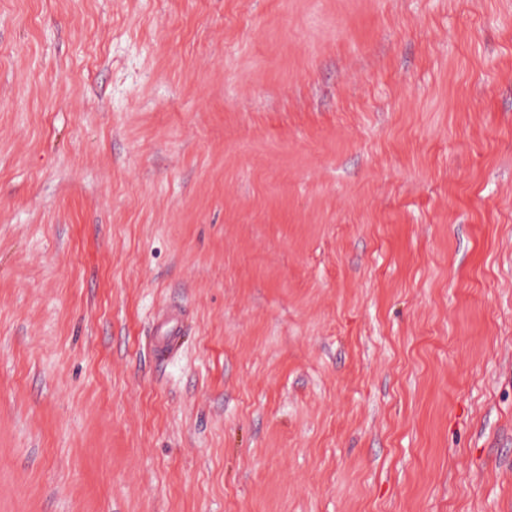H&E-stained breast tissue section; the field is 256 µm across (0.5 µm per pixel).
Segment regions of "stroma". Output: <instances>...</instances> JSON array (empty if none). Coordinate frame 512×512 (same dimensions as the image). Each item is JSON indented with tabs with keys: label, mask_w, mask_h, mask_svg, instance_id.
Wrapping results in <instances>:
<instances>
[{
	"label": "stroma",
	"mask_w": 512,
	"mask_h": 512,
	"mask_svg": "<svg viewBox=\"0 0 512 512\" xmlns=\"http://www.w3.org/2000/svg\"><path fill=\"white\" fill-rule=\"evenodd\" d=\"M0 512H512V0H0Z\"/></svg>",
	"instance_id": "35a3bbf8"
}]
</instances>
